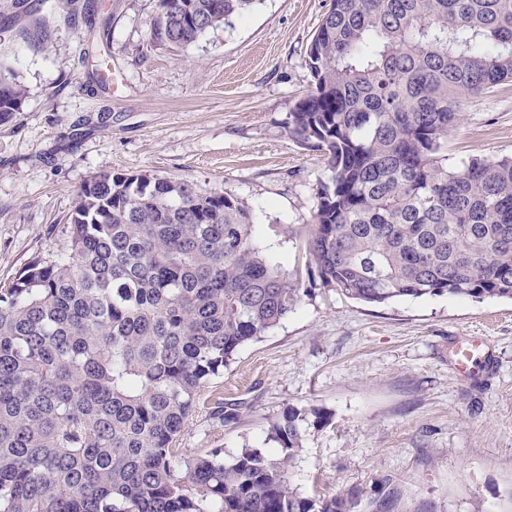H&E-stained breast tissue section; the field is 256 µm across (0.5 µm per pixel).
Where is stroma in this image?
<instances>
[{"label":"stroma","mask_w":512,"mask_h":512,"mask_svg":"<svg viewBox=\"0 0 512 512\" xmlns=\"http://www.w3.org/2000/svg\"><path fill=\"white\" fill-rule=\"evenodd\" d=\"M331 0H257L232 26L156 45L158 0H0V65L27 90L0 122V282L62 250L84 182L109 169L183 179L244 199L260 242L306 288L280 325L241 347L208 391L180 452L266 439L302 412L292 488L319 501L356 488L355 512H512V301L426 295L386 304L323 286L304 240L325 157L288 114L313 89L307 47ZM448 163L512 157V82L465 99ZM485 337L490 372L458 374L456 342Z\"/></svg>","instance_id":"stroma-1"}]
</instances>
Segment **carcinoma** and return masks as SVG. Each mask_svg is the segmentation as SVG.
I'll return each mask as SVG.
<instances>
[{"label": "carcinoma", "instance_id": "carcinoma-1", "mask_svg": "<svg viewBox=\"0 0 512 512\" xmlns=\"http://www.w3.org/2000/svg\"><path fill=\"white\" fill-rule=\"evenodd\" d=\"M256 0H160L150 37L182 48ZM291 134L327 158L305 249L370 304L512 299V158L448 167L467 96L512 82V0H333L307 48ZM25 88L0 66V122ZM255 237L249 205L196 183L102 170L64 251L0 288V512H354L291 488L303 415L270 457L179 455L210 380L306 289Z\"/></svg>", "mask_w": 512, "mask_h": 512}]
</instances>
